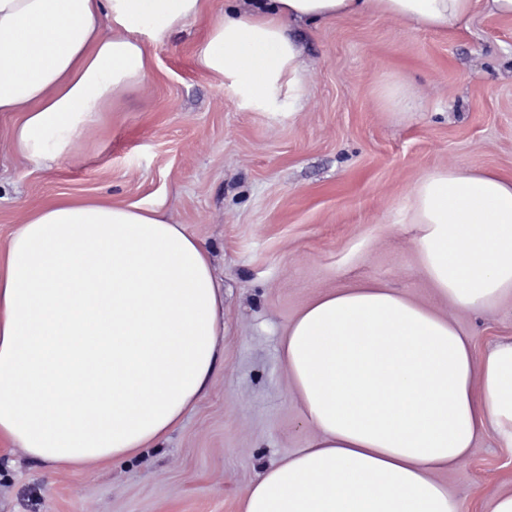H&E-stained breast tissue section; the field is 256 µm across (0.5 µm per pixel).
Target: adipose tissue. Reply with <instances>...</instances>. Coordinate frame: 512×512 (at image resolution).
<instances>
[{"label": "adipose tissue", "mask_w": 512, "mask_h": 512, "mask_svg": "<svg viewBox=\"0 0 512 512\" xmlns=\"http://www.w3.org/2000/svg\"><path fill=\"white\" fill-rule=\"evenodd\" d=\"M195 43L240 108L283 111L305 79L292 29L376 13L432 31L512 0H232ZM209 0H0L6 158L76 159L112 103L144 84L150 48ZM420 268L448 305L512 297V177L426 172L412 195ZM209 249L154 206L61 197L0 245V441L57 469L157 446L208 392L224 355ZM313 437L260 469L242 512H459L438 478L478 442L512 448V337L477 352L455 319L381 284L325 291L281 341Z\"/></svg>", "instance_id": "ef3b65f1"}]
</instances>
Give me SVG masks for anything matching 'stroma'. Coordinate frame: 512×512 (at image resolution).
I'll list each match as a JSON object with an SVG mask.
<instances>
[{
    "instance_id": "obj_1",
    "label": "stroma",
    "mask_w": 512,
    "mask_h": 512,
    "mask_svg": "<svg viewBox=\"0 0 512 512\" xmlns=\"http://www.w3.org/2000/svg\"><path fill=\"white\" fill-rule=\"evenodd\" d=\"M199 26L152 47L149 79L114 103L80 157L50 171L0 162V244L31 206L103 196L160 206L211 251L224 286V362L161 447L88 471L0 455V512H240L259 466L307 447L279 341L305 303L377 282L447 311L418 262L407 220L420 177L438 167L512 176V18L476 5L465 27L434 32L351 15L298 32L303 96L292 114L240 110L197 69ZM408 82L416 109L384 108ZM478 349L512 336V302L453 312ZM512 475V452L479 440L439 478L460 512ZM383 104L397 117L409 113L414 107L415 96L412 90L398 81L386 82L380 91Z\"/></svg>"
}]
</instances>
